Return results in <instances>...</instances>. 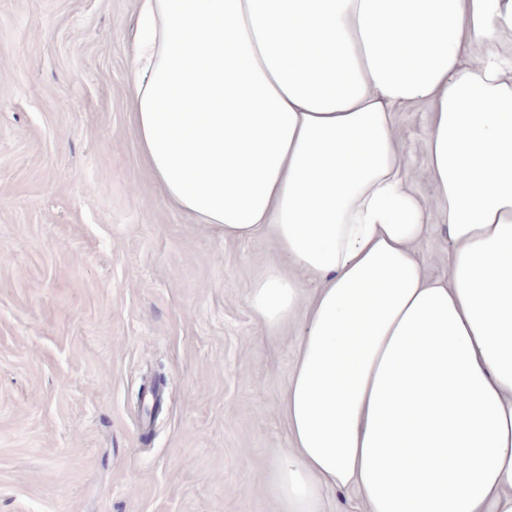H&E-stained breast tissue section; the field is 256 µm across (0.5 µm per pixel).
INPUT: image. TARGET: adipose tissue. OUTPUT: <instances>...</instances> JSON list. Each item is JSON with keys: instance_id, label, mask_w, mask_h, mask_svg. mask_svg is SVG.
Returning a JSON list of instances; mask_svg holds the SVG:
<instances>
[{"instance_id": "obj_1", "label": "adipose tissue", "mask_w": 512, "mask_h": 512, "mask_svg": "<svg viewBox=\"0 0 512 512\" xmlns=\"http://www.w3.org/2000/svg\"><path fill=\"white\" fill-rule=\"evenodd\" d=\"M127 74L142 160L173 208L282 263L250 306L275 332L320 286L266 492L322 512H512V0H139ZM428 103L429 211L398 113ZM430 117L429 105L419 103L411 112H401L398 115L403 149L408 156L410 168L415 172L414 189L421 196L431 212V224L417 243L419 255L429 263L432 276H447L448 253L453 249V242L448 235L446 224L440 218L441 206L434 195L430 182L424 176L428 165V155L425 146V129ZM325 512H360L363 505L358 494L353 490L330 488L324 502Z\"/></svg>"}]
</instances>
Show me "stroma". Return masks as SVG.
Listing matches in <instances>:
<instances>
[{
  "instance_id": "1",
  "label": "stroma",
  "mask_w": 512,
  "mask_h": 512,
  "mask_svg": "<svg viewBox=\"0 0 512 512\" xmlns=\"http://www.w3.org/2000/svg\"><path fill=\"white\" fill-rule=\"evenodd\" d=\"M136 33L137 0H0V512H277L307 319L271 338L250 307L271 231L164 202L129 114ZM429 117L398 121L444 276Z\"/></svg>"
}]
</instances>
